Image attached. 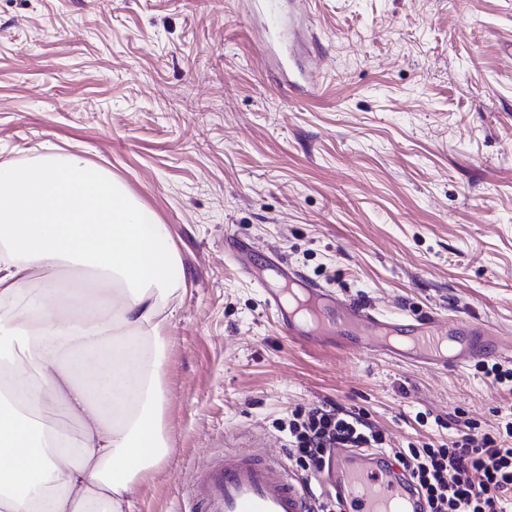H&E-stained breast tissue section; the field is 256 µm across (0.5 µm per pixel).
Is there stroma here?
I'll return each instance as SVG.
<instances>
[{"label":"stroma","mask_w":512,"mask_h":512,"mask_svg":"<svg viewBox=\"0 0 512 512\" xmlns=\"http://www.w3.org/2000/svg\"><path fill=\"white\" fill-rule=\"evenodd\" d=\"M0 0V161L78 154L171 228L170 454L132 512H190L212 459L333 403L386 450L492 432L512 391L310 347L224 260L226 236L392 318L512 345V0ZM320 91L307 93V79Z\"/></svg>","instance_id":"35a3bbf8"}]
</instances>
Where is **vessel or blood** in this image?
<instances>
[{
	"instance_id": "b4317fda",
	"label": "vessel or blood",
	"mask_w": 512,
	"mask_h": 512,
	"mask_svg": "<svg viewBox=\"0 0 512 512\" xmlns=\"http://www.w3.org/2000/svg\"><path fill=\"white\" fill-rule=\"evenodd\" d=\"M286 275L318 299L317 312L298 319L277 293L268 295L283 331L298 342L331 343L346 351L365 350L435 367L475 357L512 356L511 346L469 321L447 324L435 318L416 322L387 318L373 307L335 296L294 270ZM328 470L341 512H428L414 485L393 477L385 453L336 448ZM191 500L199 512H316L302 480L294 478L279 458L256 451L228 453L217 460L192 487Z\"/></svg>"
}]
</instances>
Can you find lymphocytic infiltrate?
<instances>
[{
	"label": "lymphocytic infiltrate",
	"mask_w": 512,
	"mask_h": 512,
	"mask_svg": "<svg viewBox=\"0 0 512 512\" xmlns=\"http://www.w3.org/2000/svg\"><path fill=\"white\" fill-rule=\"evenodd\" d=\"M295 463L321 470L335 448H379L384 433L335 404L294 414L287 424ZM393 459L429 512H506L512 502V421L496 433L469 431L446 443L409 444Z\"/></svg>",
	"instance_id": "obj_1"
}]
</instances>
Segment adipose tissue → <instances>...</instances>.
I'll use <instances>...</instances> for the list:
<instances>
[{
    "label": "adipose tissue",
    "instance_id": "obj_1",
    "mask_svg": "<svg viewBox=\"0 0 512 512\" xmlns=\"http://www.w3.org/2000/svg\"><path fill=\"white\" fill-rule=\"evenodd\" d=\"M182 279L168 225L105 169L0 162V512H130L170 451L159 374Z\"/></svg>",
    "mask_w": 512,
    "mask_h": 512
}]
</instances>
